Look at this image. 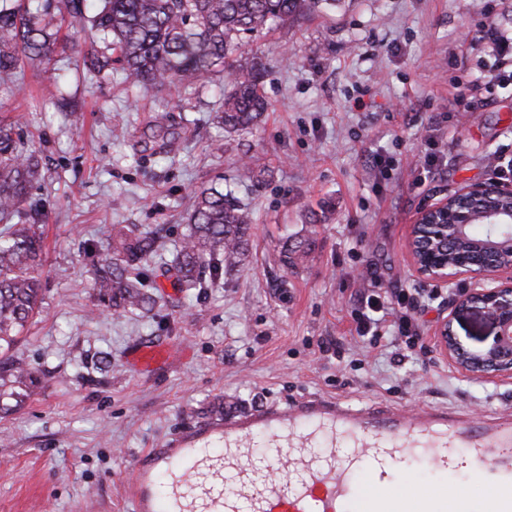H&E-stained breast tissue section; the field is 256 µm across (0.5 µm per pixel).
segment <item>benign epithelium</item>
<instances>
[{
    "instance_id": "1",
    "label": "benign epithelium",
    "mask_w": 512,
    "mask_h": 512,
    "mask_svg": "<svg viewBox=\"0 0 512 512\" xmlns=\"http://www.w3.org/2000/svg\"><path fill=\"white\" fill-rule=\"evenodd\" d=\"M512 195V185L483 182L465 186L454 197L469 196L479 200L486 196ZM449 198L419 210L410 225L409 254L417 274L438 288H452L468 280L473 288L448 295V315L436 328V341L464 376L486 375L512 381V225L497 224L486 242L465 241L471 214L455 212L448 220ZM464 242L457 260L448 263L445 245L448 240ZM477 309L495 329L494 336L477 349L468 347L458 336L455 323L465 312Z\"/></svg>"
}]
</instances>
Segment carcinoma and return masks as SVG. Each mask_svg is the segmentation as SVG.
I'll use <instances>...</instances> for the list:
<instances>
[{
  "label": "carcinoma",
  "mask_w": 512,
  "mask_h": 512,
  "mask_svg": "<svg viewBox=\"0 0 512 512\" xmlns=\"http://www.w3.org/2000/svg\"><path fill=\"white\" fill-rule=\"evenodd\" d=\"M336 0H98L90 15L82 0H18L0 6V77L14 73L23 59L49 64L57 42V25L71 17L101 42L85 58L97 76L121 64L127 80L146 89L171 84L224 80V104L213 123L236 133L258 124L268 102L262 92L265 64L258 57L235 58L247 36L268 31ZM171 132L155 124L153 154L171 153ZM40 177L37 151L15 136L14 126L0 120V354L16 347L39 309L44 273L42 210L29 202ZM252 214L231 191L204 187L193 195L181 248L167 267L179 287L205 285L240 270L249 252ZM161 229L120 228L95 269L93 288L103 306L115 313L150 311L155 300L147 291L144 265L161 255ZM307 248L283 246L280 261L294 268ZM34 372L19 360L0 361V413L21 401Z\"/></svg>",
  "instance_id": "1"
}]
</instances>
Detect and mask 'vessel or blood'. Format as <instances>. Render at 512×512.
<instances>
[{"label": "vessel or blood", "instance_id": "1", "mask_svg": "<svg viewBox=\"0 0 512 512\" xmlns=\"http://www.w3.org/2000/svg\"><path fill=\"white\" fill-rule=\"evenodd\" d=\"M405 459L446 476L470 468L478 488L406 495L394 471ZM133 468V512H512V414L314 396L185 433Z\"/></svg>", "mask_w": 512, "mask_h": 512}]
</instances>
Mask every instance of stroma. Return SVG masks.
Masks as SVG:
<instances>
[{
	"label": "stroma",
	"mask_w": 512,
	"mask_h": 512,
	"mask_svg": "<svg viewBox=\"0 0 512 512\" xmlns=\"http://www.w3.org/2000/svg\"><path fill=\"white\" fill-rule=\"evenodd\" d=\"M512 37V0H338L246 40L267 67L270 103L250 135L211 118L219 80L145 90L112 69L93 78L87 33L0 81V115L22 116L41 178L43 298L18 346L34 371L24 402L0 418V512H131L135 459L220 414L312 394L404 407L512 411V383L466 377L433 335L443 300L418 312L413 363L396 366L355 332V295L428 293L407 249L415 214L443 192L487 181L512 158V83L485 90L501 64L482 35ZM468 34L473 50L459 52ZM476 88L452 112V80ZM185 125L166 159L138 156L152 121ZM440 162L429 164L431 154ZM385 172H378L375 158ZM231 187L254 224L242 271L185 292L158 265L151 312H97L94 265L116 225L161 228L166 257L185 232L193 192ZM308 259L279 262L286 237ZM337 345L321 355L322 344ZM159 346L166 362L137 372Z\"/></svg>",
	"instance_id": "1"
}]
</instances>
